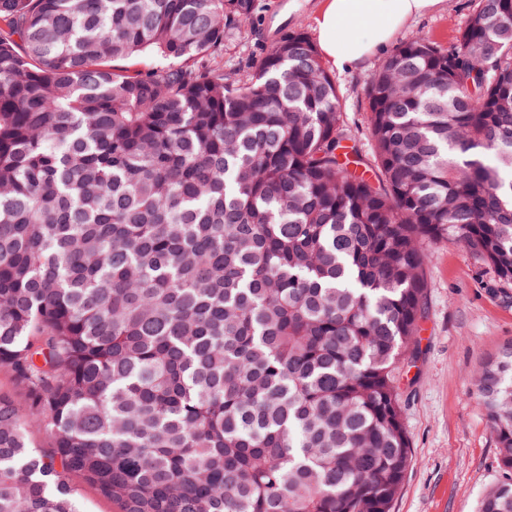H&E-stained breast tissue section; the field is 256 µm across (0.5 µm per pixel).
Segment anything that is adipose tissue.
<instances>
[{"label": "adipose tissue", "mask_w": 512, "mask_h": 512, "mask_svg": "<svg viewBox=\"0 0 512 512\" xmlns=\"http://www.w3.org/2000/svg\"><path fill=\"white\" fill-rule=\"evenodd\" d=\"M440 0H324L317 20L322 55L340 69L357 67L389 45L407 22Z\"/></svg>", "instance_id": "adipose-tissue-1"}]
</instances>
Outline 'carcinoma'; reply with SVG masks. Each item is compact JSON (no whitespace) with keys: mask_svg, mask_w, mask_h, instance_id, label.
Wrapping results in <instances>:
<instances>
[{"mask_svg":"<svg viewBox=\"0 0 512 512\" xmlns=\"http://www.w3.org/2000/svg\"><path fill=\"white\" fill-rule=\"evenodd\" d=\"M255 0H0V512H391L427 246L512 282V0L367 88L371 179L313 42L209 57ZM153 55L160 64L134 69ZM473 395L512 512V341ZM51 432L54 452L24 425ZM72 484L76 489L77 506L80 512H118L116 504L102 497L94 487L80 477L74 476Z\"/></svg>","mask_w":512,"mask_h":512,"instance_id":"obj_1","label":"carcinoma"}]
</instances>
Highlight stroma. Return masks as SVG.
I'll return each instance as SVG.
<instances>
[{
  "instance_id": "35a3bbf8",
  "label": "stroma",
  "mask_w": 512,
  "mask_h": 512,
  "mask_svg": "<svg viewBox=\"0 0 512 512\" xmlns=\"http://www.w3.org/2000/svg\"><path fill=\"white\" fill-rule=\"evenodd\" d=\"M478 0H442L395 35L390 46L352 69L330 68L342 117L364 163H372L367 87L397 47L425 38L448 47ZM323 0H256L252 32L228 41L218 62L226 72L264 57L274 39L292 32L315 36ZM426 317L416 358L403 368L400 400L413 462L392 512H474L484 489L502 478L491 424L472 396L479 364L512 340V282L455 241L430 245L425 269Z\"/></svg>"
}]
</instances>
